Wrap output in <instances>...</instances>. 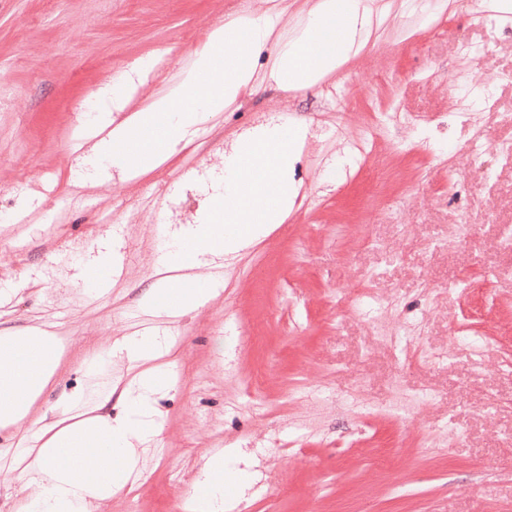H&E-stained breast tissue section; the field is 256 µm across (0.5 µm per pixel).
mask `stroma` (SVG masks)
I'll return each mask as SVG.
<instances>
[{
	"label": "stroma",
	"mask_w": 512,
	"mask_h": 512,
	"mask_svg": "<svg viewBox=\"0 0 512 512\" xmlns=\"http://www.w3.org/2000/svg\"><path fill=\"white\" fill-rule=\"evenodd\" d=\"M369 2V42L333 78L282 91L263 48L252 88L190 148L150 176L79 187L94 90L154 58L140 107L212 25L258 8L0 0V280L21 285L0 319L68 343L54 394L134 331L158 226L195 222L216 154L267 113L310 131L288 220L225 259L218 296L176 322L158 445L106 512H179L203 454L222 448L240 472L226 512H512V158L498 151L512 144V16L488 0H428L417 17ZM347 141L368 165L340 164ZM103 242L126 266L91 301L79 273ZM415 389L419 403L393 410Z\"/></svg>",
	"instance_id": "stroma-1"
}]
</instances>
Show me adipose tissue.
<instances>
[{
  "label": "adipose tissue",
  "mask_w": 512,
  "mask_h": 512,
  "mask_svg": "<svg viewBox=\"0 0 512 512\" xmlns=\"http://www.w3.org/2000/svg\"><path fill=\"white\" fill-rule=\"evenodd\" d=\"M371 10L365 0H314L291 34L278 33L279 17L240 15L214 26L181 68L172 86L139 109L130 103L154 59L143 58L117 81L94 92L92 127L105 129L72 171L73 184L97 183L119 172L144 177L188 144L197 128L234 103L251 87L250 61L267 44L275 50L266 79L286 91L313 87L334 75L363 49L370 35ZM224 54V67L214 63ZM127 112L113 124L112 115ZM163 142L135 153L121 151L123 141L152 129ZM180 340L174 329L156 327L115 340L132 374L116 389L91 360L83 385L47 403L46 397L66 355L55 332L34 326L0 328V432L32 426L33 444L0 443V459L10 460L22 484L12 512H101L102 505L134 485L142 454L162 426L159 401L171 386L168 366ZM123 414L112 415L113 399ZM237 475L223 451L206 456L184 499L183 512H224V488Z\"/></svg>",
  "instance_id": "1"
}]
</instances>
